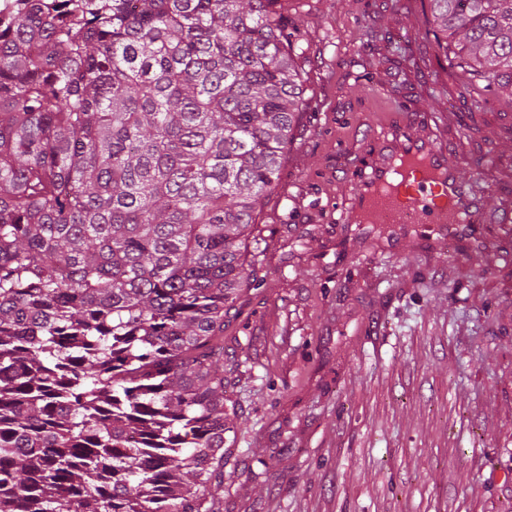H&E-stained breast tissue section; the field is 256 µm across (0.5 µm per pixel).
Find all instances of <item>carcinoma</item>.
<instances>
[{"label":"carcinoma","mask_w":512,"mask_h":512,"mask_svg":"<svg viewBox=\"0 0 512 512\" xmlns=\"http://www.w3.org/2000/svg\"><path fill=\"white\" fill-rule=\"evenodd\" d=\"M512 97V0H428ZM280 0H16L0 17V512H209L224 317L309 102Z\"/></svg>","instance_id":"cac0c4a2"}]
</instances>
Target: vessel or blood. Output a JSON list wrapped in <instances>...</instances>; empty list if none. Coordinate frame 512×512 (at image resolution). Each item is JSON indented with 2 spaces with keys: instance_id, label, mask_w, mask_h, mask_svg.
Wrapping results in <instances>:
<instances>
[{
  "instance_id": "1",
  "label": "vessel or blood",
  "mask_w": 512,
  "mask_h": 512,
  "mask_svg": "<svg viewBox=\"0 0 512 512\" xmlns=\"http://www.w3.org/2000/svg\"><path fill=\"white\" fill-rule=\"evenodd\" d=\"M388 127L387 136L355 157L356 185L343 212L345 223L371 224L384 232L432 225L434 254L446 251L451 241L467 242L477 251L512 243V203L487 209L422 114L391 113Z\"/></svg>"
}]
</instances>
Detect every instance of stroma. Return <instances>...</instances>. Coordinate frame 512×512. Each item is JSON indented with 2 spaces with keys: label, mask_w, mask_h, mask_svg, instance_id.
Instances as JSON below:
<instances>
[{
  "label": "stroma",
  "mask_w": 512,
  "mask_h": 512,
  "mask_svg": "<svg viewBox=\"0 0 512 512\" xmlns=\"http://www.w3.org/2000/svg\"><path fill=\"white\" fill-rule=\"evenodd\" d=\"M303 51L312 112L278 189L255 215L262 286L225 320L224 478L211 512H512V259L456 246L430 255L342 221L352 193L340 145L383 137L385 113L463 115L435 51L420 72L363 70L370 34L399 59L424 33L422 0H281ZM449 151L512 183L507 100Z\"/></svg>",
  "instance_id": "1"
}]
</instances>
